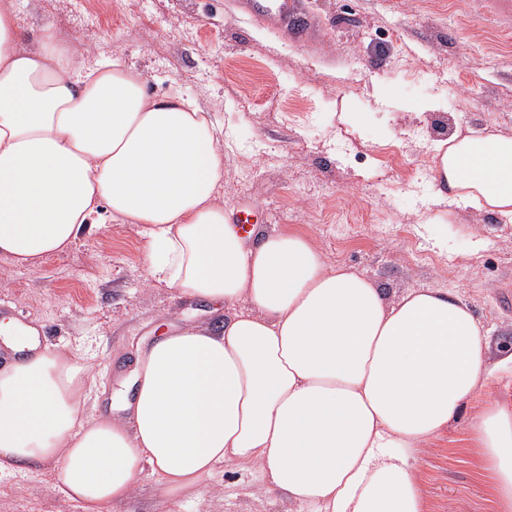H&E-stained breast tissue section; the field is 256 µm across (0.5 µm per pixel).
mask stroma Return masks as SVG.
<instances>
[{"label":"stroma","instance_id":"35a3bbf8","mask_svg":"<svg viewBox=\"0 0 512 512\" xmlns=\"http://www.w3.org/2000/svg\"><path fill=\"white\" fill-rule=\"evenodd\" d=\"M323 27L312 45L243 16L233 0H13L19 29L44 25L87 66L120 59L150 91L192 98L224 134L225 209L250 205L259 230L310 238L390 299L459 295L492 349L512 348V214L480 211L440 185L453 135L512 137V25L489 0H305ZM146 240L95 226L38 267L0 255V298L35 313L43 344L93 365L92 403L160 323L206 321L202 306L149 278ZM479 402L420 452L428 512H495L470 440ZM0 512H82L55 467L0 471ZM112 512H289L247 476L216 473L202 495L169 500L143 466Z\"/></svg>","mask_w":512,"mask_h":512}]
</instances>
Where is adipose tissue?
<instances>
[{
    "instance_id": "obj_1",
    "label": "adipose tissue",
    "mask_w": 512,
    "mask_h": 512,
    "mask_svg": "<svg viewBox=\"0 0 512 512\" xmlns=\"http://www.w3.org/2000/svg\"><path fill=\"white\" fill-rule=\"evenodd\" d=\"M436 168L468 205L512 213V138L452 136ZM223 181L198 104L149 93L117 59L87 67L51 26L28 46L0 0V254L31 266L119 219L140 226L152 279L224 315L138 352L116 418L88 410L77 353L31 350L0 320L20 354L0 371V470L56 465L84 512L127 500L146 464L169 498L222 466L294 512H426L416 454L479 397L470 437L496 512H512V408L482 397L512 351L491 358L456 294L392 301L304 235L241 234Z\"/></svg>"
}]
</instances>
